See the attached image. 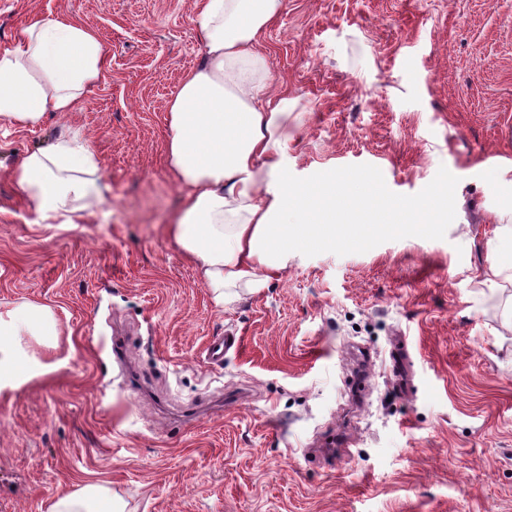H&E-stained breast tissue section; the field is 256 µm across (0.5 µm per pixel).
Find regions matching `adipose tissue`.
Wrapping results in <instances>:
<instances>
[{"label": "adipose tissue", "mask_w": 512, "mask_h": 512, "mask_svg": "<svg viewBox=\"0 0 512 512\" xmlns=\"http://www.w3.org/2000/svg\"><path fill=\"white\" fill-rule=\"evenodd\" d=\"M283 0H203L194 23L205 41V64L187 74L167 113V160L181 191V220L171 232L216 306L224 290L263 288L286 268L298 240L332 241L350 234L358 214L379 221L399 211L373 194L334 180L312 189L289 185L291 100L269 98L256 50ZM103 72L102 46L87 27L42 18L0 53V122L35 127L48 113L69 112ZM18 191L42 220L72 224L89 207L107 205L100 162L88 143L62 138L25 155L13 172ZM54 333L48 307L24 302L0 318V375L27 361L21 330ZM49 512H122L111 490L88 483L54 502Z\"/></svg>", "instance_id": "ef3b65f1"}]
</instances>
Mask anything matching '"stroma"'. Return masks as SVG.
Masks as SVG:
<instances>
[{"label":"stroma","mask_w":512,"mask_h":512,"mask_svg":"<svg viewBox=\"0 0 512 512\" xmlns=\"http://www.w3.org/2000/svg\"><path fill=\"white\" fill-rule=\"evenodd\" d=\"M197 0H0L92 30L104 73L40 126L0 122V314L49 306L37 369L0 385V512L101 482L125 512H512V0H284L257 49L288 92V181L359 175L405 208L294 249L216 307L170 233L168 104L206 59ZM80 134L110 204L37 223L12 171ZM437 195L451 215L417 210ZM235 333L223 364L204 358ZM123 337L129 386L111 344ZM405 350L411 387L390 370Z\"/></svg>","instance_id":"obj_1"}]
</instances>
